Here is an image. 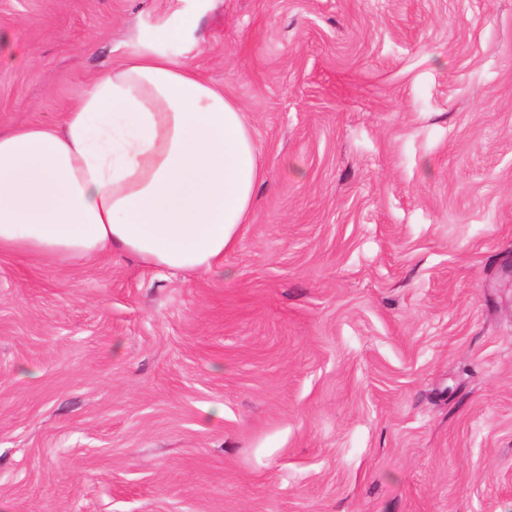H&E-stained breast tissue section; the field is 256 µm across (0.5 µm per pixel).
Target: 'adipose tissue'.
I'll return each mask as SVG.
<instances>
[{
	"label": "adipose tissue",
	"instance_id": "obj_1",
	"mask_svg": "<svg viewBox=\"0 0 512 512\" xmlns=\"http://www.w3.org/2000/svg\"><path fill=\"white\" fill-rule=\"evenodd\" d=\"M194 26L155 28L59 125L0 131V253L223 274L265 171L242 106L163 50Z\"/></svg>",
	"mask_w": 512,
	"mask_h": 512
}]
</instances>
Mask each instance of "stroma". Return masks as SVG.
<instances>
[{"label": "stroma", "instance_id": "35a3bbf8", "mask_svg": "<svg viewBox=\"0 0 512 512\" xmlns=\"http://www.w3.org/2000/svg\"><path fill=\"white\" fill-rule=\"evenodd\" d=\"M186 13L266 180L221 277L0 256V512H512V0H0V130Z\"/></svg>", "mask_w": 512, "mask_h": 512}]
</instances>
